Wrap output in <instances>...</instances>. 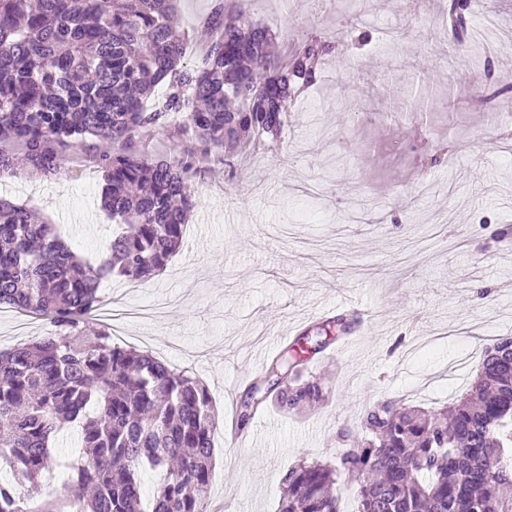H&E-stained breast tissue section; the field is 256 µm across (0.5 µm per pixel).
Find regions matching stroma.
<instances>
[{
	"instance_id": "obj_1",
	"label": "stroma",
	"mask_w": 512,
	"mask_h": 512,
	"mask_svg": "<svg viewBox=\"0 0 512 512\" xmlns=\"http://www.w3.org/2000/svg\"><path fill=\"white\" fill-rule=\"evenodd\" d=\"M448 0H256L249 19L287 30L289 44L331 42L347 16L354 26L320 59V81L289 112L280 144L202 168L183 244L150 282L104 280L102 303L126 292L154 316L119 343L193 372L228 420L246 387L302 334L357 315L353 331L318 354L310 371L327 389L299 415L275 409L247 425L242 446L215 437L209 507L277 512L281 478L300 461H334L338 428H358L365 406L390 397L426 408L450 402L469 358L512 337V0H467L468 31L496 30L449 57L442 29ZM213 0H176L186 35L184 63L197 64ZM439 28L417 45L419 33ZM481 93L465 95V77ZM424 82V112L409 85ZM359 102V117L340 99ZM98 169L67 153L60 172L26 168L0 178V198L57 225L81 255L106 254L112 222L100 208ZM487 289L477 296L476 285ZM372 318H364V311ZM47 320L20 324L0 306V350L46 335ZM77 432L60 434L56 465L27 496L34 507L63 497Z\"/></svg>"
}]
</instances>
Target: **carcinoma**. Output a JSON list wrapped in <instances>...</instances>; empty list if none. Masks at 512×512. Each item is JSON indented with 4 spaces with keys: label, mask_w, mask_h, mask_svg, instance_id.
<instances>
[{
    "label": "carcinoma",
    "mask_w": 512,
    "mask_h": 512,
    "mask_svg": "<svg viewBox=\"0 0 512 512\" xmlns=\"http://www.w3.org/2000/svg\"><path fill=\"white\" fill-rule=\"evenodd\" d=\"M215 0L194 68L182 65L173 0H0V177L19 166L44 176L68 150L103 173L102 209L115 223L97 265L54 225L0 198V304L40 315L54 330L0 351V512H29L18 488L38 489L51 444L68 424L84 456L70 464L68 495L41 512H205L219 420L206 386L147 351L112 342L88 321L107 278L146 282L180 249L194 208L189 181L228 152L275 144L288 108L319 79L325 47L274 52L276 33L247 21L249 0ZM463 44L465 15L445 16ZM194 147L145 158L137 140L169 128ZM297 342L272 361L236 406L245 427L269 406L296 413L325 400L306 364L352 331ZM335 463L302 461L284 474L278 512H344L336 484L355 490L356 512H512V338L485 347L466 390L440 409L387 398L360 427L336 432ZM158 476L151 495L142 476Z\"/></svg>",
    "instance_id": "obj_1"
}]
</instances>
